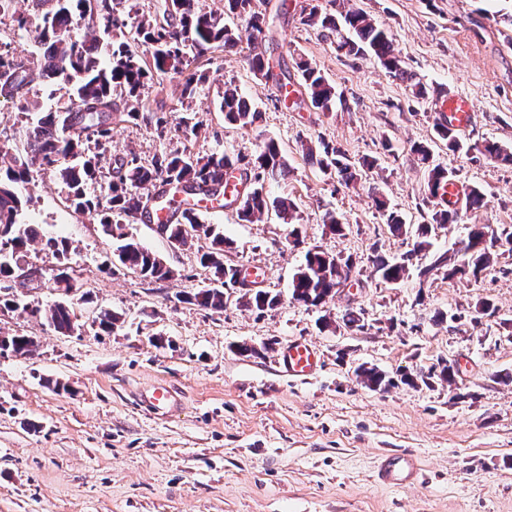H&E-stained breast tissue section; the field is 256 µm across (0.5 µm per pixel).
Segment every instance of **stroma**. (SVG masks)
<instances>
[{
	"label": "stroma",
	"mask_w": 512,
	"mask_h": 512,
	"mask_svg": "<svg viewBox=\"0 0 512 512\" xmlns=\"http://www.w3.org/2000/svg\"><path fill=\"white\" fill-rule=\"evenodd\" d=\"M261 2L272 19L265 56L288 65L307 59L344 103L332 112L276 103L275 87L250 69V44L215 49L190 64L208 76L193 102L205 129L191 149L235 155L269 137L280 143L288 168L266 187L298 205L301 245L272 215L241 223L227 208L203 218L232 242L225 263L257 271L260 288L280 293V304L259 315L232 288L220 312L177 302L176 294L207 285L199 257L210 241L200 235L176 249L139 220L128 232L172 267L173 278L149 283L121 270L102 273L112 241L93 217L68 208L52 173H34L17 187L32 200L20 220L72 241L81 328L62 336L18 313L0 315V334L38 341L30 357H0V512H512V253L495 255L476 279L451 280L439 270L391 285L371 264L375 255L407 249L374 196L413 226L427 223L435 206L411 153L413 144L433 143L434 97L463 93L473 101V124L462 134L468 143L512 147V0H351L393 33L404 68L429 91L425 100L375 57L341 55L302 25L304 8L331 12L332 0ZM228 83L260 111L253 129L225 126L220 101ZM321 138L351 160L376 159V169L350 185L323 174L302 149ZM181 140L176 131L161 138L151 127L118 123L110 151L131 150L148 162ZM434 151L485 199L481 209L464 211L462 223L437 229L424 266L470 225H512V164L441 145ZM328 210L344 222L343 234L325 227ZM314 246L354 259L351 286L325 309L337 318L363 312V331L319 329L325 309L292 300L290 279ZM24 264L37 281L21 298L45 307L60 300L52 255L33 250ZM483 298L494 316L479 313ZM101 307L122 314V327L98 332L92 320ZM156 336L164 346L153 344ZM296 340L312 342L320 355V370L305 381L289 377L277 359ZM243 345L256 355L240 353ZM442 361L456 363L454 383L401 380ZM361 364L384 371L392 386L361 385L354 373ZM56 380L62 389H53ZM158 383L175 389L176 416L141 407V393ZM388 450L416 454L423 481L400 491L377 485L375 463Z\"/></svg>",
	"instance_id": "35a3bbf8"
}]
</instances>
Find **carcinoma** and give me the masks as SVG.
<instances>
[{
	"label": "carcinoma",
	"mask_w": 512,
	"mask_h": 512,
	"mask_svg": "<svg viewBox=\"0 0 512 512\" xmlns=\"http://www.w3.org/2000/svg\"><path fill=\"white\" fill-rule=\"evenodd\" d=\"M30 12L14 16L12 21L24 27L33 24L38 32V58L24 61L15 56L8 44H0V96L21 105V114L29 112L28 95L36 83H50L63 79L70 85L69 103L54 112L21 123L18 144L11 150L0 151V314L21 311L27 318L44 321L63 335L74 333L75 313L71 304L62 300L49 308L38 303L22 301L17 288L20 261L36 246L57 260L52 280L56 287L68 291L76 287L69 264L73 248L71 242L57 234L45 231L37 224H22L19 217L29 199L19 196L16 186L30 181L33 172L46 171L67 188L66 201L77 214L94 217L103 233L120 241L112 264L103 272L113 275L126 270L144 281H163L172 277L171 267L160 257L143 247L125 232L126 224L149 212L151 194L148 190L159 184L166 190L184 193L200 192L217 199L224 182L236 176L246 193L236 210L237 219L252 223L274 211L283 224L293 225L299 220L296 204L287 197L270 198L265 183L282 175L287 162L280 144L267 138L251 153L234 157L196 155L187 146L176 147L155 156L145 163L131 151L114 158L109 152L115 121L155 128L164 137L171 130L164 106L147 109L141 93L148 82L171 71L181 72L190 58L212 49H234L243 41L253 42L268 25L266 14L257 0H224V13L207 11L199 0H161L155 14L142 16L137 25L127 29L126 16L132 10L128 0H27ZM97 17L121 38L112 42V51L104 61L98 50V39L93 35H79L65 27L74 14ZM241 18L246 27L240 30L226 22ZM302 23L316 29L324 38L336 39V51L346 56L374 55L387 73L404 76L402 60L396 53L390 33L377 25L367 14L347 9L334 15L313 6ZM300 72L299 101L309 98L313 107L331 112L336 105V88L308 60L295 61ZM250 69L264 79L271 80L278 91L287 88L288 69L269 63L265 55L256 52L250 57ZM408 76V75H406ZM206 80L202 72H192L182 88L183 112L176 122V130L184 138L195 137L204 127L200 112L192 108L197 90ZM413 94L427 96L426 87L413 81ZM224 123L237 129H251L259 121V112L250 101L232 86H224L220 103ZM435 133L453 153L473 150L491 161L512 163V151L495 142L468 145L450 123L435 124ZM412 152L427 174L429 196L436 198L438 184L452 179V172L437 163L429 146L415 144ZM305 155L325 173H335L344 182L357 179L359 167H370L371 161L353 162L341 148L320 139L305 146ZM106 178L105 194L94 195L88 185ZM376 208L386 217L391 232L411 240L410 248L397 258L376 255L371 259L374 271L386 283L398 284L409 277L414 258L429 251L431 233L435 228L461 221L457 210L446 207L432 210L431 220L418 225V235L410 237V225L393 211L387 202L373 196ZM170 212L175 220L159 224V232L175 247L190 245L197 230L211 239L209 251L200 257V264L209 269L213 287L201 288L192 294H178L176 300L197 305L213 312L224 311V289L237 283V267L224 263V251L231 242L211 226L200 224L193 208L172 200ZM463 253L437 256L431 265L419 269L427 276L433 270L446 269V276L480 275L489 267L492 253L504 249L512 252V228L492 224L471 225ZM352 270L355 262L331 255L317 247L307 250L305 262L292 276L290 290L294 301L305 306L318 307L336 294L341 277L334 262ZM243 305L259 314L271 310L281 302L280 294L259 288L241 294ZM124 323L122 315L108 308L99 310L94 325L110 334ZM37 347L36 340L24 334L0 336V356L25 357ZM356 375L367 388L377 390L392 385V380L375 367L361 366ZM438 377L451 382L454 366L444 362L426 373L406 376L403 382L414 385Z\"/></svg>",
	"instance_id": "1"
}]
</instances>
